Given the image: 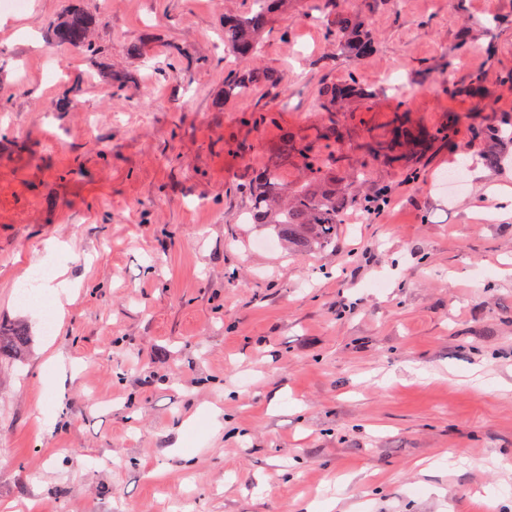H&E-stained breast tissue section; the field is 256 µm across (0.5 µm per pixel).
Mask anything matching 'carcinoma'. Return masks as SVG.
<instances>
[{
    "label": "carcinoma",
    "mask_w": 512,
    "mask_h": 512,
    "mask_svg": "<svg viewBox=\"0 0 512 512\" xmlns=\"http://www.w3.org/2000/svg\"><path fill=\"white\" fill-rule=\"evenodd\" d=\"M266 6L248 13L224 15V47L237 59L249 60L258 53L256 31L262 29L268 16L288 4V0H263ZM95 19L84 5V0H68L63 17L52 24V39L58 43L83 48L95 72L119 89L129 83L130 76L112 72V66L102 55L94 41ZM327 33L336 39L342 55L351 62L363 60L378 48V38L369 20L362 14H338L328 23ZM280 77L271 71L250 70L230 72L224 78V95L234 91L246 93L256 86L275 88ZM374 97V91L350 78L326 86L319 91L320 105L330 111L350 101H363ZM396 131L385 144H368L365 152L373 157L401 162L408 156L423 153L437 139L450 138L451 125L441 127L433 134L417 135L405 129V116L395 118ZM332 143L328 151H320L291 134H284V151L299 156L308 172L305 184L290 190L278 166L267 164L259 169L249 188L251 222L269 231L279 240L302 251H313L330 244L336 238L340 214L356 202L353 182L338 174L337 155L341 140L336 129L325 132Z\"/></svg>",
    "instance_id": "obj_1"
}]
</instances>
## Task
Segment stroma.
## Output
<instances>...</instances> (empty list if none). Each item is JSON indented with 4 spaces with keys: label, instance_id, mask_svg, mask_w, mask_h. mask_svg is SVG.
Returning a JSON list of instances; mask_svg holds the SVG:
<instances>
[{
    "label": "stroma",
    "instance_id": "35a3bbf8",
    "mask_svg": "<svg viewBox=\"0 0 512 512\" xmlns=\"http://www.w3.org/2000/svg\"><path fill=\"white\" fill-rule=\"evenodd\" d=\"M65 6L0 10V331L28 336L0 354V512H162L182 490L193 512H512V30L453 45L512 0H336L379 37L353 64L290 0L251 62L281 83L244 96L224 93V16L252 0H88L119 90L49 37ZM476 75L484 101L451 93ZM351 77L376 97L324 111L321 84ZM399 112L460 119L409 185L362 150ZM331 125L341 173L366 164L361 195L391 202L294 252L247 221V188L283 133ZM463 158L452 197L438 178ZM40 267L75 289L50 335L18 299Z\"/></svg>",
    "mask_w": 512,
    "mask_h": 512
}]
</instances>
